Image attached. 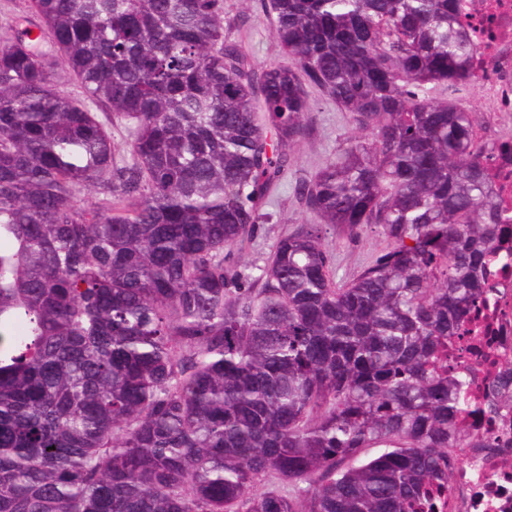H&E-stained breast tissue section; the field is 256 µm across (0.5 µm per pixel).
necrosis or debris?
<instances>
[{"mask_svg":"<svg viewBox=\"0 0 512 512\" xmlns=\"http://www.w3.org/2000/svg\"><path fill=\"white\" fill-rule=\"evenodd\" d=\"M481 49L474 65L481 86L500 113L512 112V0H474L467 19ZM471 333L448 348V364L468 371L480 411L461 429L487 437V448H460L446 490L434 493L432 512H512V412L484 411L495 371L512 362V268L496 269L486 297L471 318Z\"/></svg>","mask_w":512,"mask_h":512,"instance_id":"4bbe7bcc","label":"necrosis or debris"}]
</instances>
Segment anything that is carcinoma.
<instances>
[{
    "mask_svg": "<svg viewBox=\"0 0 512 512\" xmlns=\"http://www.w3.org/2000/svg\"><path fill=\"white\" fill-rule=\"evenodd\" d=\"M259 6L284 62L224 0H31L0 35V512H419L488 447L443 359L512 221L456 103L464 0ZM311 89L359 135L248 263ZM364 224L386 246L338 286L324 231ZM228 18H246L244 49L258 65L282 62L281 49L270 33V22L255 0H224Z\"/></svg>",
    "mask_w": 512,
    "mask_h": 512,
    "instance_id": "1",
    "label": "carcinoma"
}]
</instances>
